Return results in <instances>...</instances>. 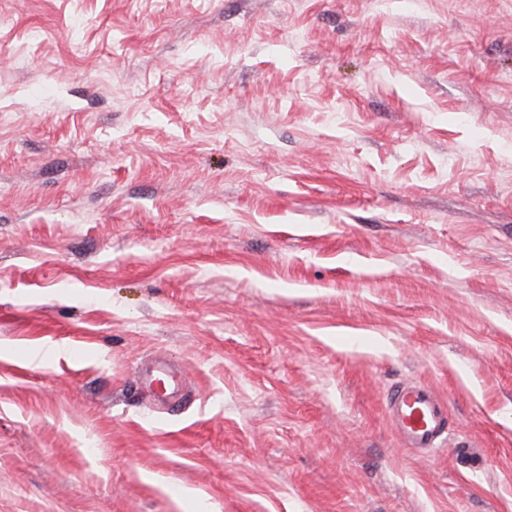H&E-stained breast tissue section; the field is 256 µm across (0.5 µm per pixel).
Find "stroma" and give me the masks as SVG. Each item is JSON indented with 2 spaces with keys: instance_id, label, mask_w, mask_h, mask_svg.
I'll list each match as a JSON object with an SVG mask.
<instances>
[{
  "instance_id": "stroma-1",
  "label": "stroma",
  "mask_w": 512,
  "mask_h": 512,
  "mask_svg": "<svg viewBox=\"0 0 512 512\" xmlns=\"http://www.w3.org/2000/svg\"><path fill=\"white\" fill-rule=\"evenodd\" d=\"M202 505L512 512V0H0V512ZM387 414L408 448H434L448 431V410L424 384L398 387L389 398Z\"/></svg>"
}]
</instances>
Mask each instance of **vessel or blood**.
<instances>
[{"instance_id":"1","label":"vessel or blood","mask_w":512,"mask_h":512,"mask_svg":"<svg viewBox=\"0 0 512 512\" xmlns=\"http://www.w3.org/2000/svg\"><path fill=\"white\" fill-rule=\"evenodd\" d=\"M387 414L409 448H432L448 430V410L433 389L424 384L398 387Z\"/></svg>"}]
</instances>
